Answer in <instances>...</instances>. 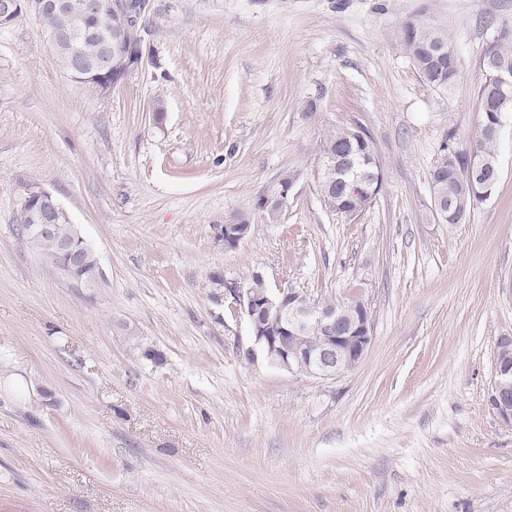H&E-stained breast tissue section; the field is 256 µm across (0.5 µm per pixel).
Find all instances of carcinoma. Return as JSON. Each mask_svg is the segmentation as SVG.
Segmentation results:
<instances>
[{
  "label": "carcinoma",
  "instance_id": "cac0c4a2",
  "mask_svg": "<svg viewBox=\"0 0 512 512\" xmlns=\"http://www.w3.org/2000/svg\"><path fill=\"white\" fill-rule=\"evenodd\" d=\"M75 13L68 10L63 13H50L44 16L39 25L44 30H53L61 34L62 41L57 61L63 70L75 55L84 58L89 68L98 67L102 55L101 39L73 37ZM402 45L422 79L432 89L446 91L452 87L459 75V68L453 63L456 50L448 41V37L439 30L416 21H408L403 25ZM486 70L485 81L479 89L480 112L482 125L495 123L498 114V92L494 74L498 69L512 71V35L499 36L487 44L484 50ZM498 137L486 136L475 145L460 144L448 134L440 145L441 158L431 171L433 194L441 202V210L455 213L454 223L458 224L467 211L484 197L472 193L466 168L470 152L475 150L489 164L498 161ZM324 161L322 193L331 208L342 214L356 213L376 198L379 191L361 193L358 196L350 194V189L342 179V166L334 164V160L346 158V161L356 165L362 164L361 171L366 172L369 166L365 162L373 161L376 154L374 141L368 132L354 134V129L347 127L331 134L323 146ZM19 234L24 236L27 243L64 275L72 280L81 281L99 271L95 253L87 244L77 247L79 263L72 265L69 255L65 253L60 242L73 234V225L59 224L51 237L32 238L27 235L25 221L18 224Z\"/></svg>",
  "mask_w": 512,
  "mask_h": 512
}]
</instances>
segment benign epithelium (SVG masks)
<instances>
[{"instance_id": "benign-epithelium-1", "label": "benign epithelium", "mask_w": 512, "mask_h": 512, "mask_svg": "<svg viewBox=\"0 0 512 512\" xmlns=\"http://www.w3.org/2000/svg\"><path fill=\"white\" fill-rule=\"evenodd\" d=\"M148 0H87L78 13L84 36L105 38L108 62L96 69V89L105 94L125 81L142 66L145 55L131 65V49L125 31L141 32ZM69 8L68 0H0V29L13 26L20 18L39 20L42 16ZM20 208L32 236L47 235L52 225L69 220L56 197L36 183L26 189ZM246 234L231 224L217 228V240L224 249L238 247ZM292 288H249L237 283L224 284L215 292L219 304L243 315L248 323L253 346L249 360L263 358L290 373L313 377H334L355 368L365 357L373 336L367 306L353 300L336 307L308 299L300 301ZM318 335L314 345L304 343L303 333ZM489 402L499 421L512 427V336L501 337L496 345L493 383Z\"/></svg>"}]
</instances>
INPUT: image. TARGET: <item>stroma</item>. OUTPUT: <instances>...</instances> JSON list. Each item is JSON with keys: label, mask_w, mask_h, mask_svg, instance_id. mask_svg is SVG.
<instances>
[{"label": "stroma", "mask_w": 512, "mask_h": 512, "mask_svg": "<svg viewBox=\"0 0 512 512\" xmlns=\"http://www.w3.org/2000/svg\"><path fill=\"white\" fill-rule=\"evenodd\" d=\"M412 19L454 45L451 90L403 50ZM505 22L512 0H149V56L103 95L36 21L0 31V512H512V428L488 403L512 336V112L498 184L460 223L430 178L447 132H481ZM356 126L382 187L346 215L322 145ZM26 181L95 252L94 287L18 236ZM237 212L251 230L227 250ZM215 269L362 300L365 358L331 378L249 361ZM225 225L217 228V240L224 245V249L232 250L238 247L240 242L247 236L251 229L250 218L245 213H236L229 219L224 220ZM233 224H238L233 228ZM244 232V233H240Z\"/></svg>", "instance_id": "obj_1"}]
</instances>
